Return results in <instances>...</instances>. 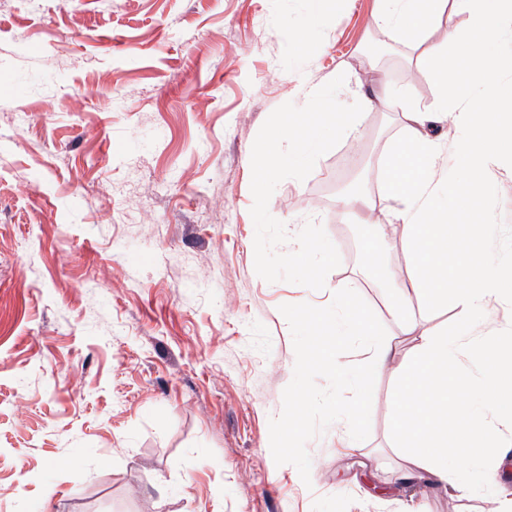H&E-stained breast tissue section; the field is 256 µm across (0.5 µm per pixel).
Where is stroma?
<instances>
[{
	"label": "stroma",
	"mask_w": 512,
	"mask_h": 512,
	"mask_svg": "<svg viewBox=\"0 0 512 512\" xmlns=\"http://www.w3.org/2000/svg\"><path fill=\"white\" fill-rule=\"evenodd\" d=\"M11 0L0 7V512H498L473 484L399 481L393 377L336 425V372L307 371L336 287L397 344L354 226L384 224L381 269L408 273L378 181L336 207L352 146L403 132L366 112L300 174L258 189L257 150L296 113L298 76L337 99L435 85L422 50L379 28L375 0ZM389 54L373 60L368 43ZM468 252L512 255V166L496 170ZM333 262L303 271L314 248Z\"/></svg>",
	"instance_id": "stroma-1"
}]
</instances>
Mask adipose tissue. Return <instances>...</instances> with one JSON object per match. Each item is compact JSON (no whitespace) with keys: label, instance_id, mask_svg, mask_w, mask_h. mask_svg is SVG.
Returning <instances> with one entry per match:
<instances>
[{"label":"adipose tissue","instance_id":"obj_1","mask_svg":"<svg viewBox=\"0 0 512 512\" xmlns=\"http://www.w3.org/2000/svg\"><path fill=\"white\" fill-rule=\"evenodd\" d=\"M464 17L458 28L456 17ZM378 27L400 40L426 44L421 64L434 76L437 94L426 108H418L409 86L386 87L384 104L401 114L405 132L371 170L383 173L381 199L392 218L403 224V242L412 272H388L387 311L390 318L414 333V348L402 366L394 364L389 336L366 318L347 288L335 291L330 321L334 330L370 340L374 357L359 374L338 378L337 394L354 391L371 396L372 385L383 371L397 373L392 402L398 439L414 452L416 473L448 480V456L467 444L471 459L467 473L484 485L496 479L486 463V450L504 432H512V398L503 397L500 385L512 382V336L487 340L421 328L424 313L454 302L469 321H483L489 304L512 288V260L486 266L462 261L456 216L476 212L478 230L492 224L489 212L477 205L486 189L490 169L512 159V123L499 118L512 107V0H376ZM446 32V45H427L432 29ZM301 107L328 113L325 124L302 133L273 128L261 148L259 180L268 184L281 172L300 173L305 162L326 144L329 131L349 137L356 133L364 112L375 106L364 92L342 104L321 95L317 85L301 81ZM451 121L455 137L443 151L428 132L430 125ZM483 355L492 367L491 380L479 392L453 374L466 354ZM470 401L456 414L448 402L458 395Z\"/></svg>","mask_w":512,"mask_h":512}]
</instances>
